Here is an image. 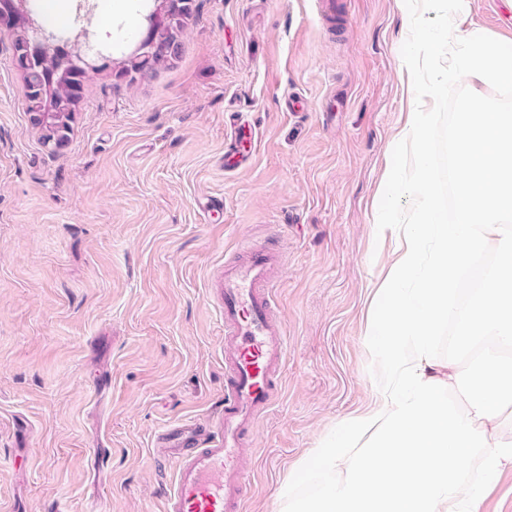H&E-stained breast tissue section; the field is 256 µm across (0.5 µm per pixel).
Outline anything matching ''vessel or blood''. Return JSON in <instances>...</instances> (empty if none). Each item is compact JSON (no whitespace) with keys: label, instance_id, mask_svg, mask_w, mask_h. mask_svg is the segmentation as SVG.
<instances>
[{"label":"vessel or blood","instance_id":"vessel-or-blood-1","mask_svg":"<svg viewBox=\"0 0 512 512\" xmlns=\"http://www.w3.org/2000/svg\"><path fill=\"white\" fill-rule=\"evenodd\" d=\"M234 126L233 146L224 153L228 168L248 160L247 145L253 136L244 121L235 120ZM278 261L272 248L256 246L224 267L219 288L224 314V408L208 442H201L192 427L161 441L176 472L162 512H242L244 440L272 405L286 357L280 324L270 315V274Z\"/></svg>","mask_w":512,"mask_h":512}]
</instances>
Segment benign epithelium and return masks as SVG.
<instances>
[{"mask_svg": "<svg viewBox=\"0 0 512 512\" xmlns=\"http://www.w3.org/2000/svg\"><path fill=\"white\" fill-rule=\"evenodd\" d=\"M172 8V0H154L152 16L146 19L136 46L121 62L119 69H133L149 49L157 51L162 60L170 59L166 45L167 32L161 29L160 21ZM0 34L10 38L23 36L20 48L14 50L13 62L25 80L30 81L35 77L48 89L60 90L57 112L41 109L39 99L30 96L27 88L24 89V101L26 108L32 109L30 115L35 124L55 131L54 146H64L68 135L66 127L72 123L74 103L82 96L84 85L56 81L55 73L60 70L65 73L80 72L86 79L96 69L109 67L112 59L105 57L98 45L88 37L83 42H72L42 28L34 20L28 0H21L14 9L0 4Z\"/></svg>", "mask_w": 512, "mask_h": 512, "instance_id": "benign-epithelium-1", "label": "benign epithelium"}]
</instances>
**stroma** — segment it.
Segmentation results:
<instances>
[{"instance_id": "stroma-1", "label": "stroma", "mask_w": 512, "mask_h": 512, "mask_svg": "<svg viewBox=\"0 0 512 512\" xmlns=\"http://www.w3.org/2000/svg\"><path fill=\"white\" fill-rule=\"evenodd\" d=\"M195 0L173 62L98 71L73 131L44 146L0 36V512H161L184 424L224 403L216 282L252 246L283 273L272 313L283 386L243 445L242 512H278L281 482L377 383L364 333L392 242L373 222L414 109L402 67L422 0ZM61 31L110 48L142 15L67 0ZM451 24L512 53V16L468 0ZM258 137L224 168L229 118Z\"/></svg>"}]
</instances>
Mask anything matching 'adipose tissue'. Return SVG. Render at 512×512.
<instances>
[{
    "label": "adipose tissue",
    "instance_id": "adipose-tissue-1",
    "mask_svg": "<svg viewBox=\"0 0 512 512\" xmlns=\"http://www.w3.org/2000/svg\"><path fill=\"white\" fill-rule=\"evenodd\" d=\"M465 48L457 59L455 67L432 72V61L437 50L431 45H421L405 59L404 67L419 97L432 99L438 96L444 84L462 75L473 83L485 84L491 81L512 83V55L501 53L496 44L485 39L465 37ZM428 73V80H421V73Z\"/></svg>",
    "mask_w": 512,
    "mask_h": 512
}]
</instances>
